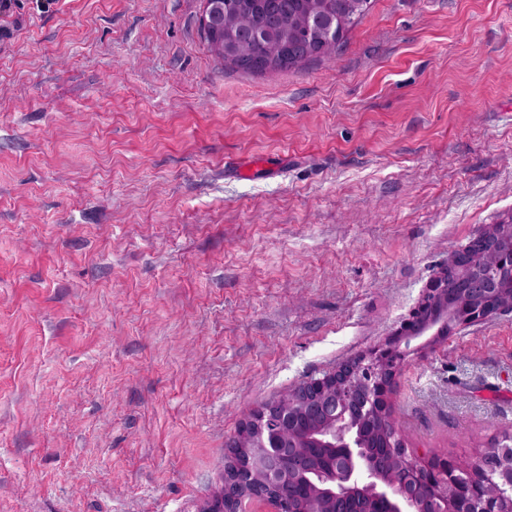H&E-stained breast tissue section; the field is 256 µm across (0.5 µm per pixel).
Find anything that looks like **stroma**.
Returning a JSON list of instances; mask_svg holds the SVG:
<instances>
[{"instance_id":"1","label":"stroma","mask_w":512,"mask_h":512,"mask_svg":"<svg viewBox=\"0 0 512 512\" xmlns=\"http://www.w3.org/2000/svg\"><path fill=\"white\" fill-rule=\"evenodd\" d=\"M203 6L0 17V512H198L253 409L385 346L512 212V0H370L265 74ZM391 401L408 450L479 455L512 314L410 347Z\"/></svg>"}]
</instances>
